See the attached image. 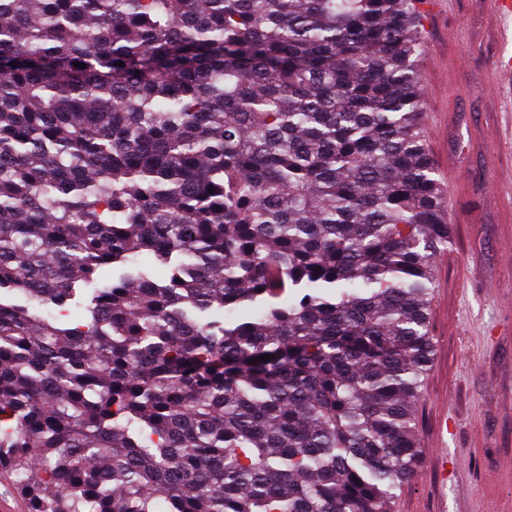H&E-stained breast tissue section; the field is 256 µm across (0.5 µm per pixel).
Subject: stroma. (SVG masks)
Listing matches in <instances>:
<instances>
[{
    "label": "stroma",
    "instance_id": "1",
    "mask_svg": "<svg viewBox=\"0 0 512 512\" xmlns=\"http://www.w3.org/2000/svg\"><path fill=\"white\" fill-rule=\"evenodd\" d=\"M419 64L423 131L448 187L453 242L436 262L430 329L435 342L416 403L422 450L393 512H512V183L489 184L512 164V88L489 89L512 57V20L488 0H440L423 22Z\"/></svg>",
    "mask_w": 512,
    "mask_h": 512
}]
</instances>
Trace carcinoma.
Wrapping results in <instances>:
<instances>
[{"label": "carcinoma", "instance_id": "carcinoma-1", "mask_svg": "<svg viewBox=\"0 0 512 512\" xmlns=\"http://www.w3.org/2000/svg\"><path fill=\"white\" fill-rule=\"evenodd\" d=\"M420 2L0 0V466L30 512H391L451 244Z\"/></svg>", "mask_w": 512, "mask_h": 512}]
</instances>
